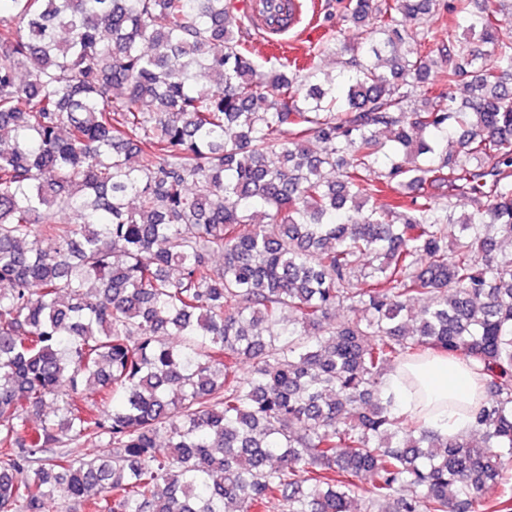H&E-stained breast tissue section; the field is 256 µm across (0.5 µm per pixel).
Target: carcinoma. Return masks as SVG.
<instances>
[{
  "label": "carcinoma",
  "instance_id": "cac0c4a2",
  "mask_svg": "<svg viewBox=\"0 0 512 512\" xmlns=\"http://www.w3.org/2000/svg\"><path fill=\"white\" fill-rule=\"evenodd\" d=\"M440 2L339 0L338 81L260 65L233 0H0V512L512 502V40L452 0L433 48ZM427 352L484 396L460 437L383 396Z\"/></svg>",
  "mask_w": 512,
  "mask_h": 512
}]
</instances>
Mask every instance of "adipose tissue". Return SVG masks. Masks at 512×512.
Segmentation results:
<instances>
[{
  "label": "adipose tissue",
  "mask_w": 512,
  "mask_h": 512,
  "mask_svg": "<svg viewBox=\"0 0 512 512\" xmlns=\"http://www.w3.org/2000/svg\"><path fill=\"white\" fill-rule=\"evenodd\" d=\"M383 394L394 413L418 416L447 437L467 431L465 408L476 399L468 361L445 357L397 365L384 377Z\"/></svg>",
  "instance_id": "adipose-tissue-1"
}]
</instances>
